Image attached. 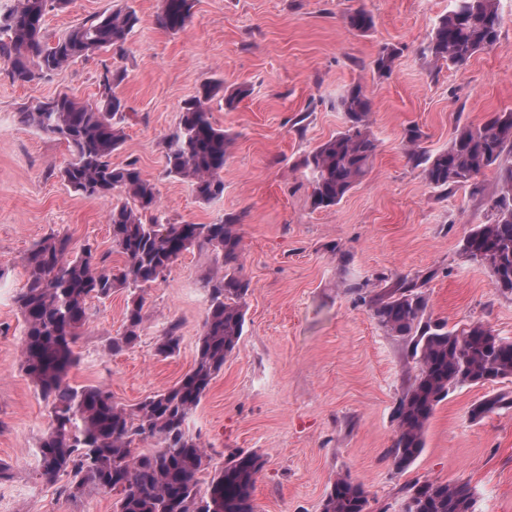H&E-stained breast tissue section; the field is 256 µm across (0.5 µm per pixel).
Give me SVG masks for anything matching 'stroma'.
I'll list each match as a JSON object with an SVG mask.
<instances>
[{"instance_id": "35a3bbf8", "label": "stroma", "mask_w": 512, "mask_h": 512, "mask_svg": "<svg viewBox=\"0 0 512 512\" xmlns=\"http://www.w3.org/2000/svg\"><path fill=\"white\" fill-rule=\"evenodd\" d=\"M125 4L139 23L124 58L105 54L26 85L0 70V463L9 468L0 512H114L110 495L69 501L36 474L49 408L21 366L23 321L14 304L25 280L21 258L49 234L91 246L108 266L122 263L112 247L110 201L67 186L60 176L66 144L18 120L25 107L60 94L96 100L105 64L125 72L118 92L132 113L113 164L136 161L158 189L165 220L241 219L250 281L244 331L189 429L214 464L237 452L262 454L255 512H322L341 473L363 484L367 512H402L401 488L418 478L469 482L474 512H512V411L471 421L469 408L484 388L450 391L421 457L406 474L395 473L385 452L417 367L405 342L378 326L352 288L382 274L429 272L432 317L458 328L480 321L512 340V295L498 292L488 270L460 251L472 225L487 221L496 168L482 175L483 194H446L425 183L402 144L416 125L435 152L457 125L512 110V0L499 2L496 44L460 67L429 65L418 54L453 0H195L193 20L179 33L158 25L161 0H71L49 12L46 24L60 34ZM358 8L373 17L368 31L345 23ZM386 47L397 57L381 77L371 62ZM212 78L247 84L251 93L231 111L222 97L210 103L212 122L233 142L224 194L205 204L168 176L163 139L184 101ZM354 84L372 100L378 152L339 205L317 209L300 161L344 129L339 98ZM208 266L206 252H185L149 289L138 344L116 355L105 345L123 329L126 295L93 302L69 383L104 387L126 406L176 383L194 365L206 308L199 280ZM172 321L180 325L179 351L164 358L155 344Z\"/></svg>"}]
</instances>
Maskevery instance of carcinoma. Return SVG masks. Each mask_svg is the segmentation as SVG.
<instances>
[{"instance_id": "cac0c4a2", "label": "carcinoma", "mask_w": 512, "mask_h": 512, "mask_svg": "<svg viewBox=\"0 0 512 512\" xmlns=\"http://www.w3.org/2000/svg\"><path fill=\"white\" fill-rule=\"evenodd\" d=\"M69 0H10L0 7V63L7 77L25 85L53 75L99 52L126 55L127 42L139 22L126 5L83 19L61 35L45 25L48 12ZM194 0H162L159 26L177 33L193 19ZM357 31L373 26L372 16L356 9L346 16ZM500 28L499 0H454L419 48L427 63L457 67L479 51L491 49ZM396 51L382 49L372 61L381 77L392 72ZM124 73L104 68L99 100L80 102L66 94L18 113L20 123L67 144L69 158L62 180L88 197L108 199L114 192L109 223L112 244L122 258L109 268L95 250L72 254L66 235L51 234L21 258L25 284L14 302L24 323L21 363L38 395L49 407L50 425L39 438L36 473L47 484L68 477L61 494L78 501L91 493L115 496V512H254L253 493L264 468L263 456L241 452L211 465L200 436L189 420L211 381L237 349L246 316L250 282L243 274L241 219L227 216L213 224L162 222L156 185L130 161L112 165V153L125 138L121 123L127 105L116 93ZM224 81L204 82L181 106L178 126L164 137L167 174L187 181L204 203L224 194V164L230 137L211 121L209 102ZM346 116L343 131L314 148L302 160L313 178V205L339 204L368 173L378 152L370 131L372 100L354 85L340 97ZM416 126L405 129L408 160L421 168L425 182L443 192L480 191L479 177L499 167L498 188L487 199L488 222L476 224L462 239L461 252L485 267L497 291L512 294V165L501 160L512 152V111L498 112L481 124L455 128L448 148L431 153ZM210 256L201 277L206 310L193 368L172 387L132 407L114 401L102 387H74L67 381L77 357L73 346L90 318L89 301L105 300L112 290L128 293L121 333L109 341L118 354L139 340L146 318L145 291L164 280L187 251ZM433 274L378 277L380 289L369 310L378 325L407 345L417 371L396 409L397 431L386 458L398 474L406 473L424 451L430 419L450 391L464 386L512 382V341L476 321L462 328L427 313L424 291ZM178 324L170 325L157 352L170 357L179 350ZM512 409V392L487 394L470 409V418ZM155 450L138 453L145 441ZM208 472L203 480L200 474ZM404 512H474V492L464 481L417 479L403 486ZM368 493L348 475L332 483L322 512H367Z\"/></svg>"}]
</instances>
